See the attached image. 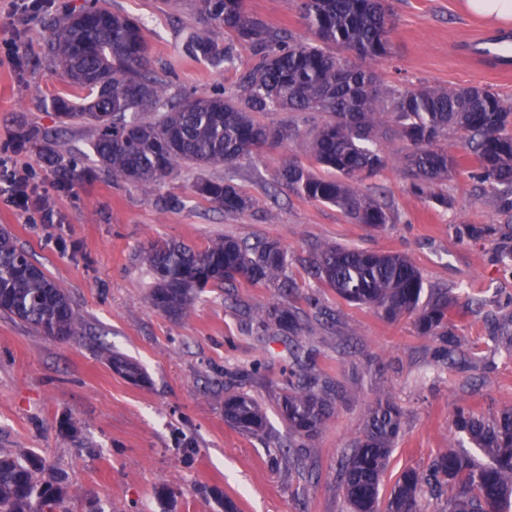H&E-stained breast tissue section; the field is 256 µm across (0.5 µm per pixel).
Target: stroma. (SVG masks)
<instances>
[{
  "label": "stroma",
  "instance_id": "35a3bbf8",
  "mask_svg": "<svg viewBox=\"0 0 512 512\" xmlns=\"http://www.w3.org/2000/svg\"><path fill=\"white\" fill-rule=\"evenodd\" d=\"M0 0V41H15L19 64L0 62V150L16 167H30L57 220H29L0 200V229L69 295L83 335L54 340L0 313V452H33L69 484V512H349L339 470L362 438L367 409L380 394L401 411V430L381 475L377 508L384 512L400 475L423 470L446 452L452 416L465 404L486 416L512 409V353L493 349L485 312L512 304V264L498 262L512 247V216L492 196H476L469 167H460L438 207L410 191L404 157L408 145L385 144V166L364 192L380 197L393 221L379 230L353 223L329 204L306 200L282 184L288 160L309 163L319 116L274 112L272 126H296L287 146L267 147L221 170L251 200L241 214L214 208L184 168L153 190L113 182L96 170L87 127L60 126L50 106L65 90L51 74L44 48L46 18L80 10L87 0H48L42 16L14 12ZM392 13V56L380 64L385 88L420 85L483 86L512 99V75L492 72L460 47L486 32L506 34L466 11L463 0H387ZM248 11L302 41L312 34L290 0H246ZM114 12L141 22L152 68L168 83V96L233 91L237 73L184 51L197 26L192 0H112ZM48 133L58 150L82 154L89 174L75 181L59 174L30 146H18L19 128ZM177 207H166L168 199ZM490 225L489 237L468 238L458 226ZM230 237L273 240L288 253L294 303L314 298L332 322L307 315L300 343L313 368L342 387L333 414L305 447L296 448L279 403L293 369L289 341L258 335L252 309L282 299L277 289L236 282L207 287L188 317L174 321L148 303L151 279L143 251L153 243L182 241L199 247ZM339 245L406 255L426 292L454 298L452 332L462 340L457 365L434 357L439 340L420 335L413 318L390 321L373 308L347 302L307 274L314 247ZM136 361L146 379L135 383L113 371L108 353ZM244 393L266 417L254 435L227 423L224 396Z\"/></svg>",
  "mask_w": 512,
  "mask_h": 512
}]
</instances>
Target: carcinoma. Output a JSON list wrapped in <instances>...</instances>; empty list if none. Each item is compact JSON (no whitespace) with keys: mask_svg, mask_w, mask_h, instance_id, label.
Here are the masks:
<instances>
[{"mask_svg":"<svg viewBox=\"0 0 512 512\" xmlns=\"http://www.w3.org/2000/svg\"><path fill=\"white\" fill-rule=\"evenodd\" d=\"M107 0L65 15L48 26V56L67 79L69 92L52 98L63 125L92 128L97 164L115 182L151 189L180 167H226L268 145H283L298 130L272 128L258 120L265 112H318L325 117L310 146L312 163L333 172L315 173L298 161L280 170L288 188L301 197L333 205L356 223L382 228L390 223L387 205L364 193L363 182L384 167L383 141L401 139L411 147L407 167L411 192L448 207L441 184L460 168L444 146L459 136L465 156L475 162L480 193H490L512 213V101L485 88L422 86L392 92L391 107L380 100L376 70L339 56L351 52L361 63L379 62L391 49L392 23L384 0H297L314 42L253 16L245 0H195L201 27L191 32L185 51L216 68H237L235 44H247L258 59L239 71L234 93H202L171 102L167 85L152 71L149 45L138 20L114 13ZM224 30L226 41L213 37ZM56 165L74 179L86 172L79 159L54 154ZM194 192L218 209L242 213L251 206L229 179H199ZM153 288L150 306L178 320L187 316L206 287L228 288L243 279L290 296L288 254L275 241L248 244L233 238L205 247L184 243L151 246L146 254ZM309 274L348 302L367 305L389 319L416 315L423 336H440L438 358L454 360L448 336L452 300L445 293L420 305L424 282L403 254L325 245L316 250ZM0 312L37 333L68 339L81 333L70 300L41 267L0 232ZM258 329L298 336L295 305L279 303L258 311ZM495 348L512 350V312L486 315ZM112 367L126 378L144 379L139 366L121 356ZM337 389L303 372L281 401L288 434L312 439L331 415ZM224 418L251 434L265 430L264 416L244 393L224 398ZM453 427L477 448V460L460 444L436 457L424 472L407 470L397 480L387 512H421L426 491L450 489L448 512H512V410L485 418L459 405ZM401 428V412L381 396L369 405L366 431L342 467V486L351 512H376L379 484ZM42 460L0 454V512H67L68 487L60 477L43 480Z\"/></svg>","mask_w":512,"mask_h":512,"instance_id":"obj_1","label":"carcinoma"}]
</instances>
